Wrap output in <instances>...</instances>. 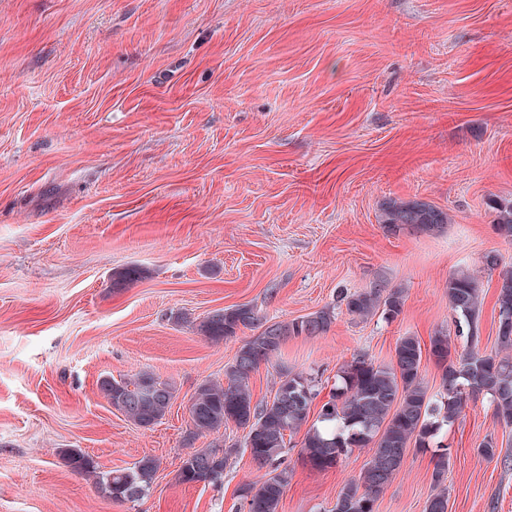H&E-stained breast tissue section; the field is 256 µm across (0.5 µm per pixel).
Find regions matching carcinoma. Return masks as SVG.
<instances>
[{
    "instance_id": "carcinoma-1",
    "label": "carcinoma",
    "mask_w": 512,
    "mask_h": 512,
    "mask_svg": "<svg viewBox=\"0 0 512 512\" xmlns=\"http://www.w3.org/2000/svg\"><path fill=\"white\" fill-rule=\"evenodd\" d=\"M497 212V231L512 239V202L491 200ZM448 213L422 200L387 202L382 224L387 232L403 230L435 235L446 228ZM496 308L500 347H512V271L499 275ZM348 313L360 319L376 314L387 321L399 317L403 291L375 284L369 289L340 295ZM448 304L454 315L456 335L466 337L459 352L450 336L438 332L424 348L415 336L398 338L387 364L375 362L365 353L343 363L316 416L312 406L321 393L316 378L305 373H286L277 382L273 398L255 402L250 388L252 374L270 362L290 337L326 333L334 312L326 307L288 322H271L247 304L217 310L207 316L199 330L212 342L237 336L240 329L254 331L244 341L233 362L225 369V382L206 381L196 390L189 406L194 433L218 432L232 423L246 431L243 448L265 469L255 482L242 485L240 497L247 512H279L289 482L287 439L303 433L299 455L316 470L336 467L353 449L371 452L360 480L346 484L330 512H375L379 496L403 466L407 448L433 451L434 493L425 512H448L450 448L441 438L461 416L466 398L482 394L489 399L497 422L512 425V357L485 354L478 348V318L481 289L477 277L458 272L448 278ZM428 353L441 371L439 390L432 394L422 376L423 353ZM101 394L134 424L148 428L160 421L171 406L175 390L171 384L143 372L133 380L104 377ZM237 444H215L198 449L182 460L177 478L182 484L219 486L224 466L237 454ZM68 465L91 479L96 488L117 502H137L152 488L158 462L144 457L134 466L102 469L91 456L78 449L65 454Z\"/></svg>"
}]
</instances>
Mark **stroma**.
<instances>
[{
	"mask_svg": "<svg viewBox=\"0 0 512 512\" xmlns=\"http://www.w3.org/2000/svg\"><path fill=\"white\" fill-rule=\"evenodd\" d=\"M492 197L512 199V0H0V512H246L250 454L219 487L176 477L186 454L244 441L194 435L189 405L251 332L214 343L199 324L334 307L326 334L254 372L267 401L282 371L329 386L408 334L464 349L448 278L468 271L494 351L512 241ZM414 198L449 214L441 234L386 232L383 203ZM129 267L140 279L113 285ZM376 281L403 289L397 319L337 306ZM145 371L175 389L148 429L98 389ZM489 435L512 456V425L467 398L445 437L448 512H512V465L478 451ZM65 448L106 470L155 458L149 495L104 497ZM369 458L319 471L290 451L280 512H330ZM433 467L409 450L376 512H424Z\"/></svg>",
	"mask_w": 512,
	"mask_h": 512,
	"instance_id": "1",
	"label": "stroma"
}]
</instances>
